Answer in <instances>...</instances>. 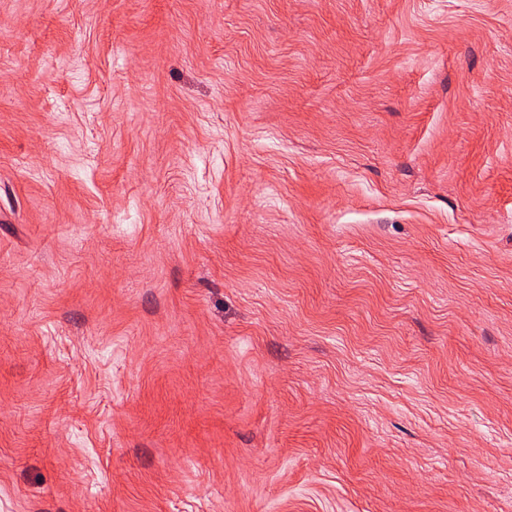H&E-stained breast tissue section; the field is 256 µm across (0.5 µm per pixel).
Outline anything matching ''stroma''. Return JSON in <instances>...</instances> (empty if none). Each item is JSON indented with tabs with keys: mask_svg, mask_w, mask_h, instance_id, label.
I'll return each instance as SVG.
<instances>
[{
	"mask_svg": "<svg viewBox=\"0 0 512 512\" xmlns=\"http://www.w3.org/2000/svg\"><path fill=\"white\" fill-rule=\"evenodd\" d=\"M0 512H512V0H0Z\"/></svg>",
	"mask_w": 512,
	"mask_h": 512,
	"instance_id": "stroma-1",
	"label": "stroma"
}]
</instances>
